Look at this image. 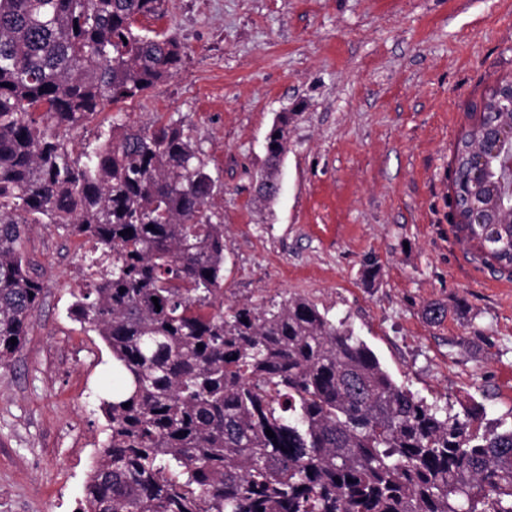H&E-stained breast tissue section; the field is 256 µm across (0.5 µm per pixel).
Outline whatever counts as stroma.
I'll return each mask as SVG.
<instances>
[{"mask_svg":"<svg viewBox=\"0 0 512 512\" xmlns=\"http://www.w3.org/2000/svg\"><path fill=\"white\" fill-rule=\"evenodd\" d=\"M142 26L176 36L182 64L67 132L72 157L113 119H182L219 180L205 210L224 226L225 306L306 298L427 402L511 424L512 274L463 242L451 173L490 86L512 81V0H166ZM283 112L296 118L267 204ZM88 247L52 224L29 234L44 293L0 368V512H80L106 439L112 353L69 314ZM288 143V118L283 117L279 123L273 125L267 136V170L260 177L259 194L266 201L273 200L276 195L271 191L270 183L277 179L276 172ZM275 145V148H272Z\"/></svg>","mask_w":512,"mask_h":512,"instance_id":"stroma-1","label":"stroma"}]
</instances>
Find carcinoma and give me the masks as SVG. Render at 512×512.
I'll list each match as a JSON object with an SVG mask.
<instances>
[{
	"mask_svg": "<svg viewBox=\"0 0 512 512\" xmlns=\"http://www.w3.org/2000/svg\"><path fill=\"white\" fill-rule=\"evenodd\" d=\"M164 5L0 0V368L43 292L26 270L30 225L92 241L70 314L111 350L117 385L83 512H512V427L482 428L479 405L427 403L305 298L216 305L224 225L205 205L217 180L182 120L114 123L71 157L58 131L180 65L175 36L138 27ZM475 135L456 145L461 187ZM287 143L284 117L267 136V201ZM459 228L484 262L512 265V223Z\"/></svg>",
	"mask_w": 512,
	"mask_h": 512,
	"instance_id": "carcinoma-1",
	"label": "carcinoma"
}]
</instances>
